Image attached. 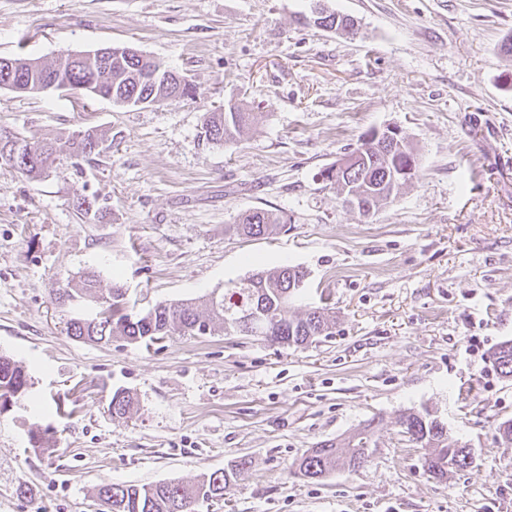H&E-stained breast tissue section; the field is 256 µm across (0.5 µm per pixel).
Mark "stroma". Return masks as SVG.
<instances>
[{
	"instance_id": "stroma-1",
	"label": "stroma",
	"mask_w": 512,
	"mask_h": 512,
	"mask_svg": "<svg viewBox=\"0 0 512 512\" xmlns=\"http://www.w3.org/2000/svg\"><path fill=\"white\" fill-rule=\"evenodd\" d=\"M346 36L298 21L309 0H0V57L44 62L133 47L186 76L194 99H106L0 88V128L28 141L93 132L30 178L0 163V354L32 386L0 415V512H100L106 483L191 482L239 460L197 512H512V0H323ZM261 113L217 146L206 112ZM401 129L418 166L363 216L321 178L372 131ZM97 199L86 215L78 196ZM292 218L271 238L229 232L248 210ZM308 272L293 311L333 335L304 347L180 332L146 347L70 336L95 299L58 288L95 272L130 308L205 306L258 270ZM135 399L112 416L116 389ZM429 411L474 455L437 481L401 414ZM374 424L370 458L318 481L293 464ZM50 448H32L30 431Z\"/></svg>"
}]
</instances>
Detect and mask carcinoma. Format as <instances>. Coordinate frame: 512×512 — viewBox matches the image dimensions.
Masks as SVG:
<instances>
[{
	"label": "carcinoma",
	"mask_w": 512,
	"mask_h": 512,
	"mask_svg": "<svg viewBox=\"0 0 512 512\" xmlns=\"http://www.w3.org/2000/svg\"><path fill=\"white\" fill-rule=\"evenodd\" d=\"M170 68L145 55L129 54L126 48H115L112 70L92 72L88 64L72 66L64 57L52 64L36 59L0 58V85L31 77L59 79L70 84H81L97 76L99 97H112V103L136 107L147 101L161 104L170 98H192L196 94L190 85H164ZM259 113L245 112L236 106L206 114L204 134L215 145L237 139L245 130L257 125ZM97 138L88 132L72 134L64 143L52 139L28 142L13 133L0 130V161L17 172L37 176L55 160L57 153L68 150L76 158H87L95 152ZM358 155L353 170L347 175L349 190L366 197L372 210L395 201L400 190L386 182L394 160L405 163L417 161V156L405 139L395 144L363 142L353 150ZM291 217L281 210H249L239 215L232 230L247 237L273 236L281 232ZM307 272L299 267L283 265L258 271L233 286L214 291L208 299V312L197 311L190 302H160L143 313L126 310L125 291L113 286L103 294L96 276L86 274L77 288H59L56 300L64 304L76 295L98 299L99 311L91 319L76 318L68 323V334L79 339L109 342L120 337L131 343L150 346L174 331L196 336L237 331L238 320L245 312L263 304V314L254 322L253 335L292 346L307 345L319 336L329 335L335 317L310 309L293 314L290 304L304 288ZM506 351L496 349L494 367L503 377H512V340ZM30 377L25 368L14 359L0 355V414L9 411L5 398L17 403L27 396ZM134 405L130 392L117 389L109 402L114 416H126ZM401 433L409 440L432 449L425 465L436 479L448 476L454 470L470 466V450L448 436L443 423L428 412H409L398 420ZM370 434L360 431L344 443L325 441L302 456L295 473L319 480L339 471L352 469V462L367 461ZM246 462L241 461L223 471L204 475L197 483L186 485L180 481H164L150 486L133 484H104L98 489V499L107 512H195L193 500L202 496L206 501L224 498V488L237 476Z\"/></svg>",
	"instance_id": "obj_1"
}]
</instances>
